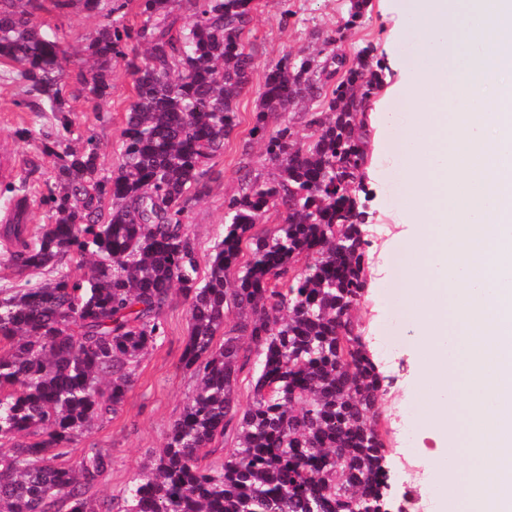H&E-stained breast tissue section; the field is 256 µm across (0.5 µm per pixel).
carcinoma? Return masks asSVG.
Listing matches in <instances>:
<instances>
[{"label": "carcinoma", "mask_w": 512, "mask_h": 512, "mask_svg": "<svg viewBox=\"0 0 512 512\" xmlns=\"http://www.w3.org/2000/svg\"><path fill=\"white\" fill-rule=\"evenodd\" d=\"M143 17L127 28L112 14L128 2ZM101 18L90 48L97 66L70 74L66 45L42 30V5L0 0V60L32 112L55 128L39 149L51 185L39 203L50 223L5 224L9 261L53 276L0 290V512H113L89 490L112 464L99 448L73 465L68 449L124 401L138 357L164 335L172 290L189 302L183 353L196 386L162 452L136 477L118 512H389L385 444L377 430L385 376L352 311L366 287L362 189L367 104L383 83L374 46L336 51L369 0H349L345 22L317 38L322 49L287 50L265 74L251 133L268 175L248 169L224 198V234L199 281L186 233L190 204L207 193L212 161L237 126L238 99L254 57L244 39L256 0H80ZM146 53L132 54L131 43ZM124 63L134 96L121 133V163L99 174L94 133L69 142L68 99L112 89ZM302 136L288 113L306 110ZM280 223L255 233L270 210ZM95 257L82 278L66 258ZM312 257L304 269L300 257ZM238 270L228 282V273ZM237 321L225 324L230 313ZM221 343L215 342L217 335ZM247 338L249 346L241 343ZM262 356L239 412L235 389L251 352ZM219 465L203 463L218 441Z\"/></svg>", "instance_id": "cac0c4a2"}]
</instances>
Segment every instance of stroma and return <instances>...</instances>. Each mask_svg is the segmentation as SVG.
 <instances>
[{
	"label": "stroma",
	"mask_w": 512,
	"mask_h": 512,
	"mask_svg": "<svg viewBox=\"0 0 512 512\" xmlns=\"http://www.w3.org/2000/svg\"><path fill=\"white\" fill-rule=\"evenodd\" d=\"M293 12L282 21L283 9ZM347 17L346 0H260L252 23L250 47L255 68L246 90L238 99V124L224 141V152L213 162L207 195L194 201L186 214V228L198 250L199 271L207 273L209 257L224 225V199L236 192L244 168H267L263 146L251 136L253 116L259 102L265 73L289 49H317L318 32L342 24ZM47 27L57 30L68 47L73 66L89 64L86 51L99 19L75 4L63 10L40 12ZM418 36L406 10L405 0H371L360 26L350 30L343 44L353 51L365 44L376 47L385 62V87L401 86V71L413 61ZM133 80L124 65L112 68V94L103 101L82 95L71 99L74 133L94 132L99 143L98 167L101 175H111L120 164L118 144L124 127L125 109L133 94ZM398 95H388L383 106L368 115L372 141L365 166L363 189L359 193L366 213L364 229L369 248L368 285L353 314L367 347L383 375L392 381L379 400L381 418L391 423L412 420L416 430L415 452L396 443L387 449L390 494L400 500L405 484L420 476L439 486L436 469H422L423 457H437L436 434L423 423L427 381L418 367L413 336L405 313L390 316L384 300L385 289L404 297L402 277L395 265L409 259L406 240L412 230L407 212V196L391 199L389 184L403 185L404 155L400 136L401 108L410 98V87L401 86ZM22 87L0 82V150L16 155L20 167L12 177L14 192L0 187V225L8 223L16 197L42 194L50 163L39 150L43 133L52 128L51 117H35L25 105ZM165 335L154 348L141 356L134 382L116 413L98 421L84 433L71 450V462L80 461L86 449L100 448L110 453L112 466L91 489L98 500L121 501L132 478L164 448L173 423L179 419L191 395L195 379L181 357L189 337L188 304L180 291H173L163 313ZM392 323L401 338L397 349H387L378 338V327Z\"/></svg>",
	"instance_id": "35a3bbf8"
}]
</instances>
